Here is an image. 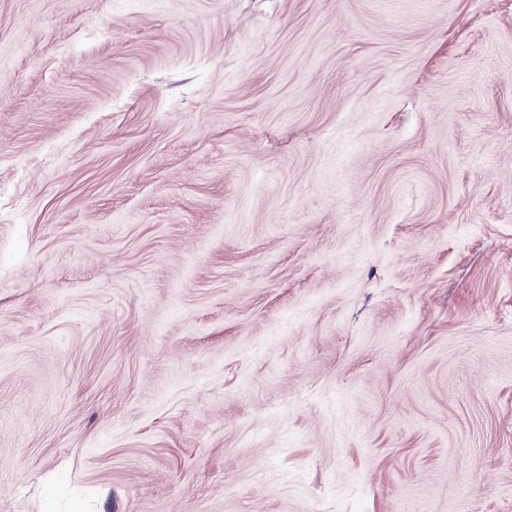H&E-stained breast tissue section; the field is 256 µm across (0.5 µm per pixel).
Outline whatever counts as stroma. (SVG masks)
<instances>
[{"label": "stroma", "mask_w": 512, "mask_h": 512, "mask_svg": "<svg viewBox=\"0 0 512 512\" xmlns=\"http://www.w3.org/2000/svg\"><path fill=\"white\" fill-rule=\"evenodd\" d=\"M0 512H512V0H0Z\"/></svg>", "instance_id": "35a3bbf8"}]
</instances>
